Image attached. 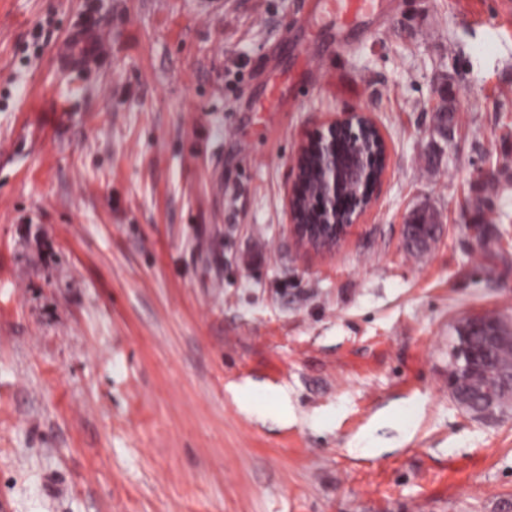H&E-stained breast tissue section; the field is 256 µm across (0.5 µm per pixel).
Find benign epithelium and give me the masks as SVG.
Instances as JSON below:
<instances>
[{
	"label": "benign epithelium",
	"instance_id": "obj_1",
	"mask_svg": "<svg viewBox=\"0 0 512 512\" xmlns=\"http://www.w3.org/2000/svg\"><path fill=\"white\" fill-rule=\"evenodd\" d=\"M387 160L383 135L365 112H347L306 134L288 196L295 238L315 251L335 248L373 205ZM436 229L418 219L408 235L429 246Z\"/></svg>",
	"mask_w": 512,
	"mask_h": 512
}]
</instances>
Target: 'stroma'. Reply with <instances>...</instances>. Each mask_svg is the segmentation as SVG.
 <instances>
[{
    "instance_id": "stroma-1",
    "label": "stroma",
    "mask_w": 512,
    "mask_h": 512,
    "mask_svg": "<svg viewBox=\"0 0 512 512\" xmlns=\"http://www.w3.org/2000/svg\"><path fill=\"white\" fill-rule=\"evenodd\" d=\"M378 4L320 71L335 21L308 0H0V512L512 500V413L448 392L458 323L512 320V0ZM88 25L107 54L61 66ZM270 71L287 111L260 109ZM443 88L465 103L444 141ZM354 111L388 167L317 254L293 159Z\"/></svg>"
}]
</instances>
